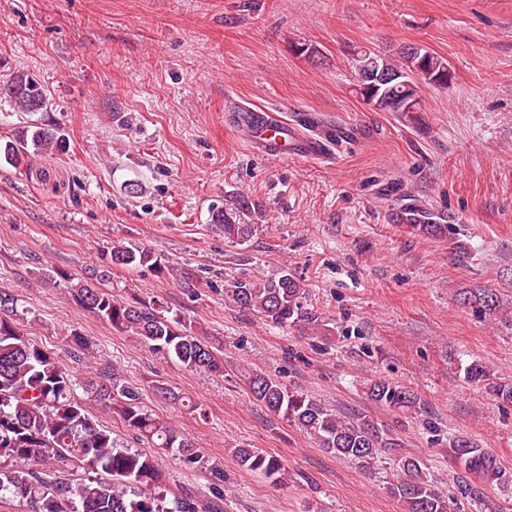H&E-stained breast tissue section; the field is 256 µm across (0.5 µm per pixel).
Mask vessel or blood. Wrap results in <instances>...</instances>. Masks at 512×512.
Returning a JSON list of instances; mask_svg holds the SVG:
<instances>
[{
	"mask_svg": "<svg viewBox=\"0 0 512 512\" xmlns=\"http://www.w3.org/2000/svg\"><path fill=\"white\" fill-rule=\"evenodd\" d=\"M267 155L275 158L328 160L334 156V137L330 132H304L289 127L279 113L243 110L239 117Z\"/></svg>",
	"mask_w": 512,
	"mask_h": 512,
	"instance_id": "vessel-or-blood-1",
	"label": "vessel or blood"
}]
</instances>
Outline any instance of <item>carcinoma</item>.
Masks as SVG:
<instances>
[{
  "mask_svg": "<svg viewBox=\"0 0 512 512\" xmlns=\"http://www.w3.org/2000/svg\"><path fill=\"white\" fill-rule=\"evenodd\" d=\"M355 62L359 72L378 65L403 80L387 100L373 104L383 112L388 106L400 109L405 102L420 103L421 84L448 85L436 80L448 69L447 61L424 46L417 55L402 48L392 54L362 50ZM0 99L23 112H42L48 105L42 85L24 72L0 84ZM65 149L66 141L58 128L31 125L0 144V157L14 168L28 167L32 156L42 150ZM430 216V212L414 206L407 209L404 220L414 230L442 233L444 225L428 223ZM210 222L225 238L239 242L248 240L254 231L252 224L235 223L222 205L212 207ZM110 261L113 265L161 269L160 260L151 250L122 241L112 244ZM56 275L59 284L99 319L119 332L138 337L163 358L175 360L191 372H224L222 353L191 335L182 316L171 313L163 302H127L112 297L107 289L109 267L81 278L61 271ZM304 295L302 281L286 269L274 277L235 279L224 288L225 298L242 311L257 313L282 328L315 329L322 320L305 307ZM462 295L463 302L481 314L508 315L502 297L492 288L469 289ZM20 321L18 299H12L8 308L0 306V461L13 464L9 470L0 464V499L9 494L25 502L31 512H197L187 499L166 501L158 457L122 445L111 431L101 428L77 390L90 392L95 402L119 416L130 431L186 464L200 462L192 442L145 410L135 389L115 382L80 380L55 355L29 342ZM462 370L466 381L483 387L498 400L512 403V379L494 376L477 361ZM243 381L255 401L311 435L320 447L338 458L368 468L383 453L399 455L402 476L390 484L389 492L403 504L404 512H451L453 494L435 487L420 456L402 453L404 442L391 429L365 415L340 416L315 397L291 391L262 372L249 370L243 374ZM367 397L376 405L402 413L417 414L421 410L412 389L381 377L371 381ZM232 454L248 471L275 481L284 475L282 461L276 456L244 446L233 448ZM448 454L461 469L454 483L461 497L481 512H504L486 492L490 485L506 483L497 458L463 435L450 441ZM61 466L86 468L96 477L70 483L56 476V468Z\"/></svg>",
  "mask_w": 512,
  "mask_h": 512,
  "instance_id": "1",
  "label": "carcinoma"
}]
</instances>
